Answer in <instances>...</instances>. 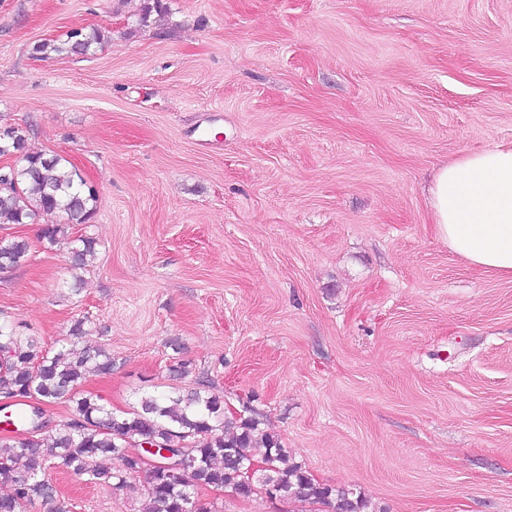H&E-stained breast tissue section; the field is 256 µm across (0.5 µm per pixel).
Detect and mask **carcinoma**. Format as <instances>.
Segmentation results:
<instances>
[{"label": "carcinoma", "instance_id": "1", "mask_svg": "<svg viewBox=\"0 0 512 512\" xmlns=\"http://www.w3.org/2000/svg\"><path fill=\"white\" fill-rule=\"evenodd\" d=\"M105 29L72 30L60 42H42L33 53L84 55L104 40ZM13 150L21 159L6 169L8 180L0 186V224H36L44 214L61 212L65 224H45L39 239L54 246L69 241L71 266L83 269L96 256L95 238L85 234L71 240L68 228L86 224L96 203V190L58 154H49L20 135ZM29 242L21 237L0 238V270L26 262ZM112 372V354L79 346L73 341L57 351L45 350L32 336L0 321V398L30 408L33 429L42 411L38 403L67 402L69 416L46 436L0 440V480L10 485L0 494V512H28L40 503L56 500L49 472L62 463L75 477L121 492L137 474H144L146 503L143 512H221L206 498L208 488L224 489L250 497L272 486L279 498H304L326 512H367L368 501L353 486H332L315 481L294 460L278 435L260 428V413L247 406L238 416L224 414V401L202 387L186 393L148 395L139 407L117 415L81 390L91 373ZM150 441L159 448H184L188 465L172 471L161 465L141 468L139 455L127 453L130 445ZM264 448L268 468L256 482H244L243 470L254 459L253 450ZM103 458L116 461L104 467Z\"/></svg>", "mask_w": 512, "mask_h": 512}]
</instances>
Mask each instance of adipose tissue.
Listing matches in <instances>:
<instances>
[{
    "label": "adipose tissue",
    "mask_w": 512,
    "mask_h": 512,
    "mask_svg": "<svg viewBox=\"0 0 512 512\" xmlns=\"http://www.w3.org/2000/svg\"><path fill=\"white\" fill-rule=\"evenodd\" d=\"M439 238L471 266L512 277V144L442 164L430 188Z\"/></svg>",
    "instance_id": "adipose-tissue-1"
}]
</instances>
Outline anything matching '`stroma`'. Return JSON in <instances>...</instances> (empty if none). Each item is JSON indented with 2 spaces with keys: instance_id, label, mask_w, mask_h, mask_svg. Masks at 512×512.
<instances>
[{
  "instance_id": "obj_1",
  "label": "stroma",
  "mask_w": 512,
  "mask_h": 512,
  "mask_svg": "<svg viewBox=\"0 0 512 512\" xmlns=\"http://www.w3.org/2000/svg\"><path fill=\"white\" fill-rule=\"evenodd\" d=\"M0 0V124L98 192L88 267L40 224L0 317L112 372L120 414L210 385L371 512H512V279L438 237L435 169L512 143V0ZM106 30L84 55L33 46ZM188 372L173 378L174 360ZM70 512H141L51 473ZM222 512L298 501L213 495Z\"/></svg>"
}]
</instances>
